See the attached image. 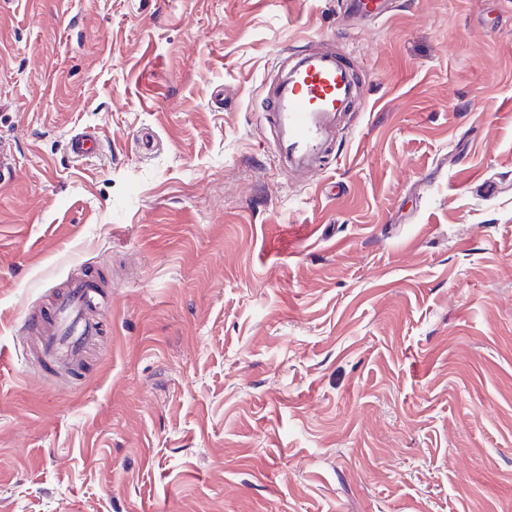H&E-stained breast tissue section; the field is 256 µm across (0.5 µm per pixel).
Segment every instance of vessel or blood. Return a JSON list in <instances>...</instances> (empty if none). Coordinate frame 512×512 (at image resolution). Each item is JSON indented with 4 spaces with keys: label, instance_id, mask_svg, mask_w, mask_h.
I'll return each mask as SVG.
<instances>
[{
    "label": "vessel or blood",
    "instance_id": "obj_1",
    "mask_svg": "<svg viewBox=\"0 0 512 512\" xmlns=\"http://www.w3.org/2000/svg\"><path fill=\"white\" fill-rule=\"evenodd\" d=\"M392 6V0H347L338 21L349 25L364 15L383 18ZM278 63L287 73L268 95L264 114L281 152L297 174L306 176L319 168L332 145L331 135L341 112L360 99L363 84L345 55L333 50L283 52ZM100 146L97 133L84 131L70 139L68 150L75 157L87 158L97 155ZM97 298L98 291L90 287L88 279H73L48 318L36 317L26 324L42 358L61 357L70 364L80 361L85 345L98 335L91 314Z\"/></svg>",
    "mask_w": 512,
    "mask_h": 512
}]
</instances>
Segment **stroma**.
I'll list each match as a JSON object with an SVG mask.
<instances>
[{
	"label": "stroma",
	"mask_w": 512,
	"mask_h": 512,
	"mask_svg": "<svg viewBox=\"0 0 512 512\" xmlns=\"http://www.w3.org/2000/svg\"><path fill=\"white\" fill-rule=\"evenodd\" d=\"M340 9L0 0V512H512V0ZM326 44L304 183L263 103ZM86 275L71 375L22 326ZM390 0H347L346 8L337 17L341 25H351L363 15L372 18H383L392 11ZM288 61L286 75L266 99L264 115L281 153L297 174L306 176L323 162L336 121L360 99L363 84L336 50L282 52L280 71ZM101 140L97 133L81 132L74 135L68 142L69 152L76 158H87L99 153Z\"/></svg>",
	"instance_id": "35a3bbf8"
}]
</instances>
